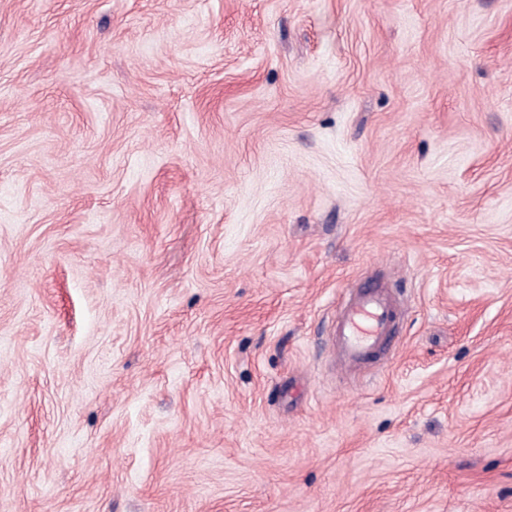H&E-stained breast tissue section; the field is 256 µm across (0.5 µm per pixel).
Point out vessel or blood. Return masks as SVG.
<instances>
[{
    "label": "vessel or blood",
    "mask_w": 512,
    "mask_h": 512,
    "mask_svg": "<svg viewBox=\"0 0 512 512\" xmlns=\"http://www.w3.org/2000/svg\"><path fill=\"white\" fill-rule=\"evenodd\" d=\"M399 306L387 288L368 282L353 290L336 318V350L348 366L393 352Z\"/></svg>",
    "instance_id": "obj_1"
}]
</instances>
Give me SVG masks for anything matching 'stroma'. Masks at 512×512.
I'll return each instance as SVG.
<instances>
[{"mask_svg": "<svg viewBox=\"0 0 512 512\" xmlns=\"http://www.w3.org/2000/svg\"><path fill=\"white\" fill-rule=\"evenodd\" d=\"M0 512H512V0H0ZM399 306L387 288L368 282L356 288L336 318V350L345 366L393 352Z\"/></svg>", "mask_w": 512, "mask_h": 512, "instance_id": "1", "label": "stroma"}]
</instances>
